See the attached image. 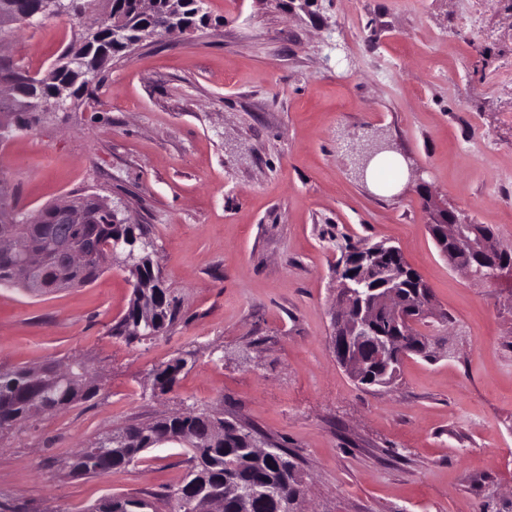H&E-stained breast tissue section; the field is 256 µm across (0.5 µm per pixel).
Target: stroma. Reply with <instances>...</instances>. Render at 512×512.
<instances>
[{
  "label": "stroma",
  "mask_w": 512,
  "mask_h": 512,
  "mask_svg": "<svg viewBox=\"0 0 512 512\" xmlns=\"http://www.w3.org/2000/svg\"><path fill=\"white\" fill-rule=\"evenodd\" d=\"M207 26L139 46L79 107L0 145L25 216L75 194L143 224L181 318L110 335L129 273L31 296L0 288V366L80 358L100 391L0 437V500L85 512L162 495L187 467L166 444L96 477L69 469L112 430L188 408L245 422L295 458L302 512H512V280L452 267L421 192L512 246V0H206ZM67 15L0 42L45 74L76 38ZM382 139L420 182L381 195L337 150ZM398 246L448 319L434 360L358 387L330 342L344 243ZM183 357L174 390L152 371Z\"/></svg>",
  "instance_id": "obj_1"
}]
</instances>
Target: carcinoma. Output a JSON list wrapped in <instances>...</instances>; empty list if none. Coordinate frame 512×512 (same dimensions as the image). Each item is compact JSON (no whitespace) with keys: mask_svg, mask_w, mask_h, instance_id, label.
<instances>
[{"mask_svg":"<svg viewBox=\"0 0 512 512\" xmlns=\"http://www.w3.org/2000/svg\"><path fill=\"white\" fill-rule=\"evenodd\" d=\"M110 2L112 16L122 20V30L112 31L110 22L100 29L101 46L107 48V53L97 56L80 50L71 56L64 55L57 62L60 66L69 58L79 59L81 67L89 73L72 91L76 100L89 91L96 79L107 71L113 58L126 53L127 43L138 40L141 29H160L173 14L180 15L184 22L193 27L204 18V15L196 14L194 0H157L151 14L141 12L137 0ZM76 202L88 210L89 223L55 224L52 205L49 204L12 223L0 222V237H22L32 249L49 256L47 276L50 293L84 287L105 271V267L96 262L65 266L61 256L53 251L52 242L56 236L66 235L74 245L96 254H106L112 250V244H118L121 253L134 255L137 262L136 269L130 272L135 298L122 319L110 329V334L123 335L128 321L141 318L139 298L149 294L157 302L150 332L155 338L163 336L177 320L179 303L157 276L159 270L155 269L152 259L154 243L148 237L146 228L139 224L113 223L112 213L95 196H82ZM20 261V256L0 249V288L21 287L14 280V268ZM379 261L397 271L400 276V292L408 295L423 283L420 275L405 262L397 247L389 246V249L381 253ZM72 364L74 367L69 379L62 380L57 376L56 362H45L39 368L42 377L39 387L32 383V369L0 367V437L28 422L31 419L28 410L33 404L48 415L98 394L99 387L86 377L84 365L77 359ZM186 365V359L175 358L154 369V389L162 395L171 392ZM186 435L191 436L186 442L189 468L181 484L166 494L173 512H198L199 501L196 495L221 492L226 482H232L253 494L252 512H276L274 502L264 494L268 485L276 486L282 495L299 497L303 494L302 479L287 449L271 442L269 454L257 457L252 453V446L257 440L255 431L221 413L206 411L178 412L147 424L127 426L117 433V436L126 438L124 447L109 451L91 444L82 448L73 457L71 472L80 477H93L121 469L139 461L147 450L164 442H175ZM90 512H157V507L154 501L144 497L112 495L93 505Z\"/></svg>","mask_w":512,"mask_h":512,"instance_id":"cac0c4a2","label":"carcinoma"}]
</instances>
